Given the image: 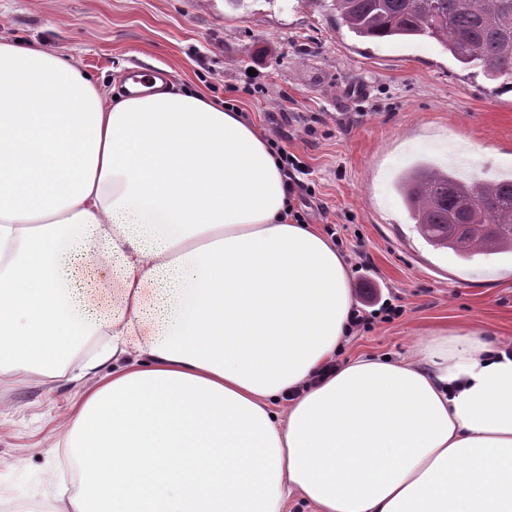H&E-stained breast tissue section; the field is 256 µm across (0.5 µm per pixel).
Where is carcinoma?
I'll use <instances>...</instances> for the list:
<instances>
[{"instance_id":"obj_1","label":"carcinoma","mask_w":512,"mask_h":512,"mask_svg":"<svg viewBox=\"0 0 512 512\" xmlns=\"http://www.w3.org/2000/svg\"><path fill=\"white\" fill-rule=\"evenodd\" d=\"M335 23L374 42L433 40L465 68L512 85V0H330ZM420 237L463 259L512 252V179L466 184L427 160L395 178Z\"/></svg>"}]
</instances>
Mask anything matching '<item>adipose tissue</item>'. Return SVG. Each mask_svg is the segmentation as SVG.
Instances as JSON below:
<instances>
[{"instance_id":"obj_1","label":"adipose tissue","mask_w":512,"mask_h":512,"mask_svg":"<svg viewBox=\"0 0 512 512\" xmlns=\"http://www.w3.org/2000/svg\"><path fill=\"white\" fill-rule=\"evenodd\" d=\"M351 306L241 113L0 40V379L108 339L65 512H512V358L440 328L325 373Z\"/></svg>"}]
</instances>
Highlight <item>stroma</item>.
Segmentation results:
<instances>
[{
    "label": "stroma",
    "instance_id": "1",
    "mask_svg": "<svg viewBox=\"0 0 512 512\" xmlns=\"http://www.w3.org/2000/svg\"><path fill=\"white\" fill-rule=\"evenodd\" d=\"M0 38L70 56L107 89L138 69L164 71L172 88L244 113L302 162L310 223L336 229L343 257L363 254L351 283L402 308L348 338L337 363L406 356L442 326L480 325L512 346V260L434 251L393 187L417 160L471 178L512 171V91L501 81L431 41L360 42L324 0H0ZM99 382H0V512H44L72 488L55 443Z\"/></svg>",
    "mask_w": 512,
    "mask_h": 512
}]
</instances>
